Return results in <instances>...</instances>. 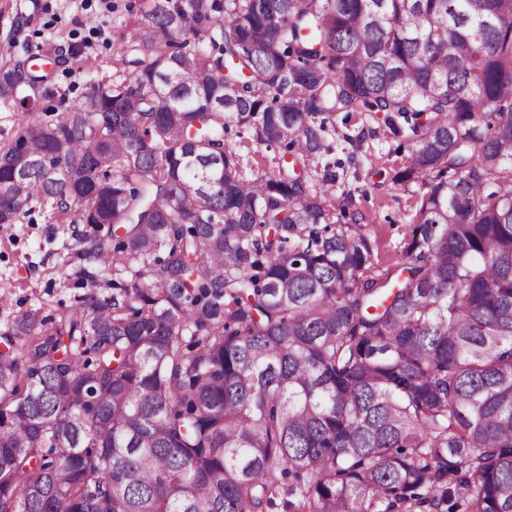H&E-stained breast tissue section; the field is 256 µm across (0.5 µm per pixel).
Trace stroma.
<instances>
[{"label": "stroma", "instance_id": "obj_1", "mask_svg": "<svg viewBox=\"0 0 512 512\" xmlns=\"http://www.w3.org/2000/svg\"><path fill=\"white\" fill-rule=\"evenodd\" d=\"M148 0H0V67L22 57L23 46L43 55L71 47L76 56L56 67L50 83L82 93L88 82L109 83L127 33ZM364 139L357 152L359 178L346 202L347 212L362 214L375 263L403 262L416 198L392 185L389 176L405 162L406 149L384 138L377 119L354 112L347 121ZM72 244L67 225L48 223L34 212L0 237V321L30 306L55 314L86 293L84 264L67 260Z\"/></svg>", "mask_w": 512, "mask_h": 512}]
</instances>
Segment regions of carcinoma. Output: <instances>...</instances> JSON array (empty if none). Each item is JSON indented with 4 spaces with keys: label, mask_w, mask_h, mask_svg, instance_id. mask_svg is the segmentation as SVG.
<instances>
[{
    "label": "carcinoma",
    "mask_w": 512,
    "mask_h": 512,
    "mask_svg": "<svg viewBox=\"0 0 512 512\" xmlns=\"http://www.w3.org/2000/svg\"><path fill=\"white\" fill-rule=\"evenodd\" d=\"M56 64L0 69V228L110 295L0 331V512H512V0H153L39 119ZM338 112L409 143L401 266Z\"/></svg>",
    "instance_id": "cac0c4a2"
}]
</instances>
